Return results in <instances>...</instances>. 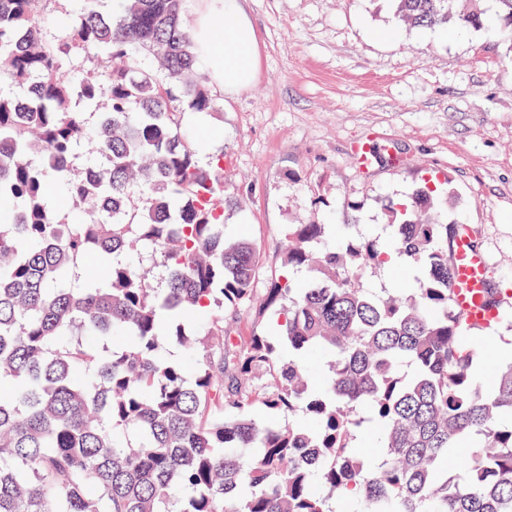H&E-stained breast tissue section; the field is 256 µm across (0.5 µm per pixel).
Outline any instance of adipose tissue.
Wrapping results in <instances>:
<instances>
[{"instance_id":"ef3b65f1","label":"adipose tissue","mask_w":512,"mask_h":512,"mask_svg":"<svg viewBox=\"0 0 512 512\" xmlns=\"http://www.w3.org/2000/svg\"><path fill=\"white\" fill-rule=\"evenodd\" d=\"M189 33L197 61L225 94H236L253 82L259 44L240 0H200Z\"/></svg>"}]
</instances>
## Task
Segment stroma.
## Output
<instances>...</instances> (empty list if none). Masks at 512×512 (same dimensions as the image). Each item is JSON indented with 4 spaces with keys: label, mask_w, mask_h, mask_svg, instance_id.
<instances>
[{
    "label": "stroma",
    "mask_w": 512,
    "mask_h": 512,
    "mask_svg": "<svg viewBox=\"0 0 512 512\" xmlns=\"http://www.w3.org/2000/svg\"><path fill=\"white\" fill-rule=\"evenodd\" d=\"M242 5L258 75L232 96L214 89L215 110L181 129L224 160L226 234L271 254L288 225L317 221L329 247L350 233L387 244L389 203L440 176L435 220L474 226L489 278L512 291V39L495 0H482L476 30L407 26L394 0ZM371 132L388 146L363 170L350 148ZM477 357L492 385L512 361V308Z\"/></svg>",
    "instance_id": "1"
}]
</instances>
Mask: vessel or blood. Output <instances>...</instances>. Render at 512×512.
<instances>
[{
	"label": "vessel or blood",
	"instance_id": "b4317fda",
	"mask_svg": "<svg viewBox=\"0 0 512 512\" xmlns=\"http://www.w3.org/2000/svg\"><path fill=\"white\" fill-rule=\"evenodd\" d=\"M454 279L451 284L455 306L467 316L469 325L488 326L498 317L496 309L485 302L488 258L484 252L471 249L466 232H459L453 255Z\"/></svg>",
	"mask_w": 512,
	"mask_h": 512
}]
</instances>
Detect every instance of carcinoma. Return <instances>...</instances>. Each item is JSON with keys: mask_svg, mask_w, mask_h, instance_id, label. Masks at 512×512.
<instances>
[{"mask_svg": "<svg viewBox=\"0 0 512 512\" xmlns=\"http://www.w3.org/2000/svg\"><path fill=\"white\" fill-rule=\"evenodd\" d=\"M183 2L85 0L51 36L47 0H0V86L24 92L0 93V512H512V362L478 382L480 330L451 293L461 226L422 222L428 181L392 203L394 251L419 271L400 296L360 285L385 260L376 238L328 248L327 225L290 224L266 260L226 238L224 165L199 162L170 106L180 86L194 115L215 108L191 80ZM395 2L413 26L483 25L477 0ZM80 147L101 163L76 171ZM49 175L66 187L55 208ZM131 246L159 257L164 286ZM90 250L100 281L70 285ZM322 356L314 392L300 359ZM366 420L373 456L352 446Z\"/></svg>", "mask_w": 512, "mask_h": 512, "instance_id": "1", "label": "carcinoma"}]
</instances>
